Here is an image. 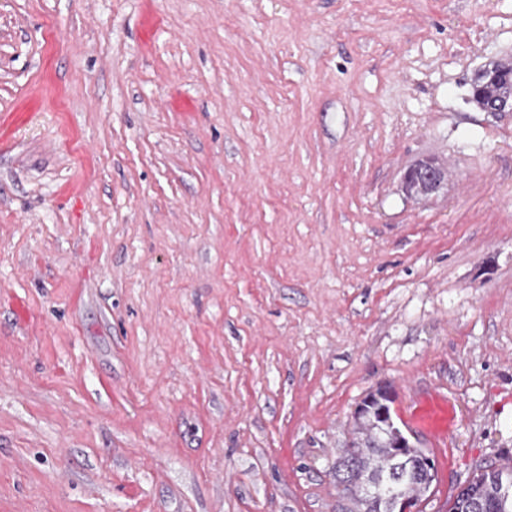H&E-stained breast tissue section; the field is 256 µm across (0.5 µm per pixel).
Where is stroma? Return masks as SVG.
Listing matches in <instances>:
<instances>
[{
    "instance_id": "1",
    "label": "stroma",
    "mask_w": 512,
    "mask_h": 512,
    "mask_svg": "<svg viewBox=\"0 0 512 512\" xmlns=\"http://www.w3.org/2000/svg\"><path fill=\"white\" fill-rule=\"evenodd\" d=\"M501 58L512 0H0V512H336L384 385L423 512L512 462ZM512 61H492L476 75L470 95V102L485 112L512 111ZM510 101V102H507ZM447 182L446 175L437 167L422 168L418 171H407L403 176V183L410 194L413 197V190L419 185L421 188H425L428 195H433L439 192Z\"/></svg>"
}]
</instances>
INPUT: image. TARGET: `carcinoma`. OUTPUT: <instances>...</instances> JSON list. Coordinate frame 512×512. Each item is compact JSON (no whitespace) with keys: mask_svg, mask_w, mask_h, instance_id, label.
I'll return each instance as SVG.
<instances>
[{"mask_svg":"<svg viewBox=\"0 0 512 512\" xmlns=\"http://www.w3.org/2000/svg\"><path fill=\"white\" fill-rule=\"evenodd\" d=\"M512 101V61H492L476 75L470 102L490 112L500 101ZM375 393L366 395L353 417L352 439L336 460L338 512H397L406 502L418 508L429 498L437 469L427 463L420 448H412L403 459L393 449L404 438L396 421L375 423L372 409ZM512 481L507 462L483 470L472 482L450 496L448 512H512V496L501 494L503 483Z\"/></svg>","mask_w":512,"mask_h":512,"instance_id":"1","label":"carcinoma"}]
</instances>
